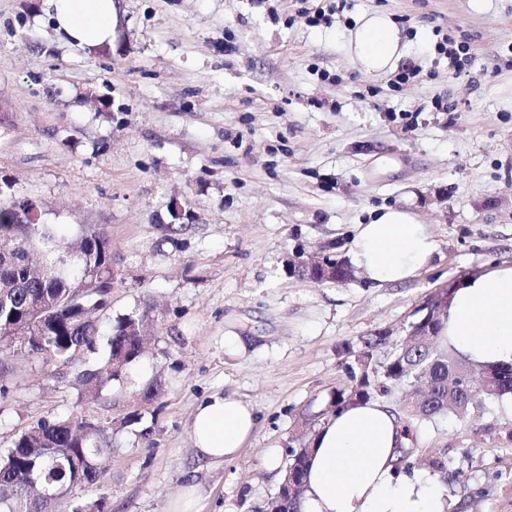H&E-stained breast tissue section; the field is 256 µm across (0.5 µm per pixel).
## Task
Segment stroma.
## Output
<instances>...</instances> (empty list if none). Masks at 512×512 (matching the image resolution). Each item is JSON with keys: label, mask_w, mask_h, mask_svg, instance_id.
<instances>
[{"label": "stroma", "mask_w": 512, "mask_h": 512, "mask_svg": "<svg viewBox=\"0 0 512 512\" xmlns=\"http://www.w3.org/2000/svg\"><path fill=\"white\" fill-rule=\"evenodd\" d=\"M119 0L111 53L60 40L45 0H0V182L34 200L67 239L110 240L112 292L99 314L151 306L155 327L127 378L80 400L77 367L0 352V452L44 417L80 410L114 448L92 488L111 512H168L196 480L199 512H263L271 453L297 448L329 415L364 339L405 336L420 309L471 275L512 266V0ZM389 12L416 77L371 78L345 37ZM465 45L462 72L437 51ZM410 208L436 243L401 286L295 276L321 255L351 261L356 225ZM160 379L150 402L141 389ZM221 393L257 425L223 464L196 461L189 421ZM140 411V423L123 417ZM415 469L444 458L450 512H512V397L467 416L411 423Z\"/></svg>", "instance_id": "obj_1"}]
</instances>
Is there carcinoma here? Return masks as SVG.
I'll list each match as a JSON object with an SVG mask.
<instances>
[{"instance_id": "1", "label": "carcinoma", "mask_w": 512, "mask_h": 512, "mask_svg": "<svg viewBox=\"0 0 512 512\" xmlns=\"http://www.w3.org/2000/svg\"><path fill=\"white\" fill-rule=\"evenodd\" d=\"M2 234L16 239L21 254L7 263L0 259V286L10 287V294L0 297V350L12 348L8 337L1 335L3 327L23 318L38 327L43 315L37 306L48 293L56 299L55 328L42 337L34 354L66 367L77 352L86 357L97 353V313L106 307L112 284L108 237L95 226L81 227V257L63 263L58 257L66 249L65 238L53 224H29L23 215L0 208ZM148 312L147 307L115 320L106 356L77 374L85 397L98 398L108 383L123 379L139 361L143 348L132 329ZM385 344L386 337L379 335L363 341L359 349L370 361L361 375L364 396L360 401L403 384L425 391L426 401L416 410L409 409L412 418L429 419L447 412L465 416L477 406V401L466 399L462 389L449 390L448 367L459 361L454 353L432 344L415 350L401 342L385 363L371 364L376 349ZM479 369L495 377L493 397L512 396V363L481 365ZM86 426L82 416H54L16 433L10 447L0 453V512H50L53 500L32 488L30 481L35 478L69 492L77 486L96 484L100 474L96 460L103 452L112 451V440L101 427L97 434L87 435ZM72 512H107V503L102 497L83 498L73 505Z\"/></svg>"}]
</instances>
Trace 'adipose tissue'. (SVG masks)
I'll list each match as a JSON object with an SVG mask.
<instances>
[{
  "mask_svg": "<svg viewBox=\"0 0 512 512\" xmlns=\"http://www.w3.org/2000/svg\"><path fill=\"white\" fill-rule=\"evenodd\" d=\"M56 33L87 51L111 45L115 0H47ZM347 54L360 71L383 76L407 55L392 16L363 14L350 30ZM435 242L428 225L405 207L373 210L355 227L352 255L370 283L402 284L431 261ZM442 335L476 364L512 361V267L497 268L454 288ZM257 424L252 406L219 393L202 400L190 423L200 460L234 458ZM405 426L387 405L369 400L334 414L318 429L307 463L303 512H445L434 482L397 472L398 448L407 446Z\"/></svg>",
  "mask_w": 512,
  "mask_h": 512,
  "instance_id": "obj_1",
  "label": "adipose tissue"
}]
</instances>
